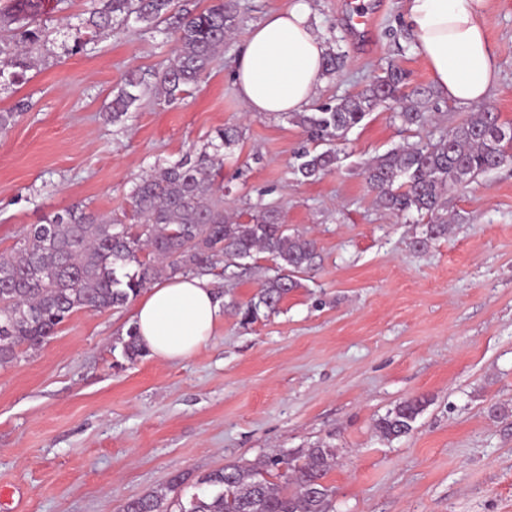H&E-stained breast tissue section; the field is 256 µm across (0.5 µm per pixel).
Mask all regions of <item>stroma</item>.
Segmentation results:
<instances>
[{
    "label": "stroma",
    "instance_id": "35a3bbf8",
    "mask_svg": "<svg viewBox=\"0 0 512 512\" xmlns=\"http://www.w3.org/2000/svg\"><path fill=\"white\" fill-rule=\"evenodd\" d=\"M241 23L224 53L170 102L142 86L127 117L110 103L128 72L151 74L176 42L128 19L83 29L91 0L49 9L34 67L0 83V251L75 203L135 223L129 193L154 167L239 127L224 152V207L263 199L316 240L313 271L278 313L240 324L225 311L192 356L129 361L132 305L81 310L36 349L0 368V512H119L169 485L192 493L234 461L336 448L330 512H512V164L452 186L460 214L446 238L414 247L424 222L378 209L365 164L415 133L379 108L338 147L332 173H292L304 139L288 116L247 114L233 68L251 27L305 4L343 69L324 77V103L360 91L395 61L409 86L432 82L403 18V0H366L373 22L353 29V0H237ZM498 68L488 101L512 123V0L483 19ZM83 45L74 49L73 36ZM216 267L224 301H248L268 267ZM428 404L403 438L374 425L400 401Z\"/></svg>",
    "mask_w": 512,
    "mask_h": 512
}]
</instances>
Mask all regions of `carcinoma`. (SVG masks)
I'll list each match as a JSON object with an SVG mask.
<instances>
[{
    "mask_svg": "<svg viewBox=\"0 0 512 512\" xmlns=\"http://www.w3.org/2000/svg\"><path fill=\"white\" fill-rule=\"evenodd\" d=\"M86 26L104 29L133 15L149 26L167 24L176 38L174 58L154 72L168 100L198 83L224 51L239 23L236 0H213L200 13L175 10V0H93ZM45 0H12L0 25L22 24L10 37L0 35V58L21 70L28 67L30 46L40 40L36 26ZM403 69L390 63L361 91L291 112L306 140L294 153V175L315 181L339 162L336 146L381 106L405 131L425 130L438 110L431 86L406 87ZM145 78L130 74L112 99V121L139 100ZM235 127L216 131L196 154L156 168L130 192L138 224L105 220L87 207L73 205L32 224L10 252L0 253V367L13 363L18 348L42 345L78 310L102 311L127 304L162 275L201 274L219 261L236 266L265 254L274 264L259 292L247 302L228 303L243 324L277 312L311 271L317 258L312 238L282 223L279 211L259 198L247 202V219L224 211L216 177L224 167L222 149L235 145ZM512 161V125L479 105L463 122L436 139H420L375 157L364 175L375 205L396 216L427 219L419 248L448 236V186L468 182ZM124 355L143 356L136 328L127 332ZM427 400L411 397L378 418L380 437L408 435ZM328 444L288 455L234 462L205 474L197 491L178 501V512H328L335 490L325 478L335 462ZM276 476L283 483L269 477ZM165 494L154 492L125 503L121 512H165Z\"/></svg>",
    "mask_w": 512,
    "mask_h": 512,
    "instance_id": "1",
    "label": "carcinoma"
}]
</instances>
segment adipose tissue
<instances>
[{"mask_svg":"<svg viewBox=\"0 0 512 512\" xmlns=\"http://www.w3.org/2000/svg\"><path fill=\"white\" fill-rule=\"evenodd\" d=\"M488 0H404L405 20L432 79L449 101L483 103L498 70L483 17ZM325 41L304 6L268 14L253 26L235 60L233 78L248 112H301L323 80ZM224 307L209 281L175 276L156 283L137 301L134 325L141 344L162 361L193 355L212 336Z\"/></svg>","mask_w":512,"mask_h":512,"instance_id":"1","label":"adipose tissue"}]
</instances>
